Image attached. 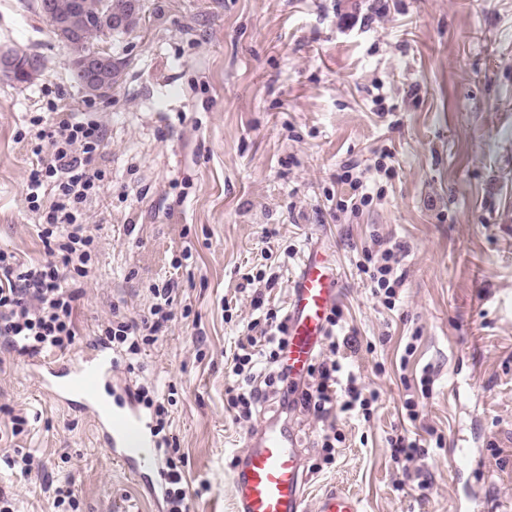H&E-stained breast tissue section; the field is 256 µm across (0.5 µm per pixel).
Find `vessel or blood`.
Masks as SVG:
<instances>
[{"label":"vessel or blood","instance_id":"b4317fda","mask_svg":"<svg viewBox=\"0 0 512 512\" xmlns=\"http://www.w3.org/2000/svg\"><path fill=\"white\" fill-rule=\"evenodd\" d=\"M337 296V279L320 257H309L293 288L289 306L287 363L292 378H301L325 331L327 315ZM117 360L99 341L76 358L33 355L27 364L41 375L44 394L55 402L90 414L106 451L135 477L154 466L151 442L134 401L122 413L101 395ZM237 512H362L360 502L341 490L317 497L313 508L304 506L302 452L294 435L277 426L267 427L248 446L234 474Z\"/></svg>","mask_w":512,"mask_h":512}]
</instances>
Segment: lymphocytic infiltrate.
Instances as JSON below:
<instances>
[{
  "label": "lymphocytic infiltrate",
  "mask_w": 512,
  "mask_h": 512,
  "mask_svg": "<svg viewBox=\"0 0 512 512\" xmlns=\"http://www.w3.org/2000/svg\"><path fill=\"white\" fill-rule=\"evenodd\" d=\"M26 134L34 161L25 199L38 217L37 235L48 258L27 264L14 253L0 250V341L24 355L62 353L71 349L78 334L79 291L72 282L89 277L97 248L86 206L99 195L107 177L106 131L97 121L52 111L31 116ZM399 265L400 255L394 248L364 251L359 264L373 295L390 310L400 300ZM243 279L252 287L250 306L255 316L234 339L230 365L236 381L225 392V407L238 420L251 418L270 400L313 414L329 424L321 451L324 464H333L336 445L344 440L333 420L341 413L370 420L380 401L379 391L367 387L345 364L349 355L357 353L360 340L356 332L341 333L343 312L332 308L325 328L326 352L316 356L308 381H294L284 362L288 319L265 305L263 290L274 287L275 281L260 272L244 274ZM178 291L171 280L154 288V301L144 318L113 310L103 328L113 351L132 360L144 345L156 342L175 317Z\"/></svg>",
  "instance_id": "f902f5d3"
}]
</instances>
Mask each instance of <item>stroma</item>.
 Segmentation results:
<instances>
[{
	"label": "stroma",
	"mask_w": 512,
	"mask_h": 512,
	"mask_svg": "<svg viewBox=\"0 0 512 512\" xmlns=\"http://www.w3.org/2000/svg\"><path fill=\"white\" fill-rule=\"evenodd\" d=\"M141 4L136 28L101 43L122 82L92 99L35 0H0V50L45 64L31 84L0 76V249L45 257L23 196L30 159L16 134L28 117L54 104L107 129L112 181L88 207L99 247L78 282L72 355L98 340L112 305L143 316L151 285L178 282L189 318L168 323L139 371L118 365L105 394L149 382L170 400L162 434L187 458L190 512H235V460L270 424L301 441L307 500L339 489L363 512H456L466 499L477 512H512V0ZM384 153L389 176L372 170ZM348 163L377 195L356 216L336 209ZM375 238L403 248L392 312L355 267ZM265 251L280 275L270 307L288 309L304 260L318 254L336 271L347 326L372 344L351 365L383 405L368 421L339 417L346 440L331 465L320 463L325 425L312 415L268 402L238 422L224 408L226 353L251 314L235 289ZM416 332L400 369V343ZM427 364L423 425L443 434L442 448L401 414L402 377ZM6 409L27 419L24 433L0 437V493L15 512H54L53 490L68 479L78 512H156L89 414L48 399L23 356L0 347ZM408 429L427 449L410 465L431 482L424 495L403 482L387 443ZM18 448L35 454L25 477L6 464Z\"/></svg>",
	"instance_id": "1"
}]
</instances>
